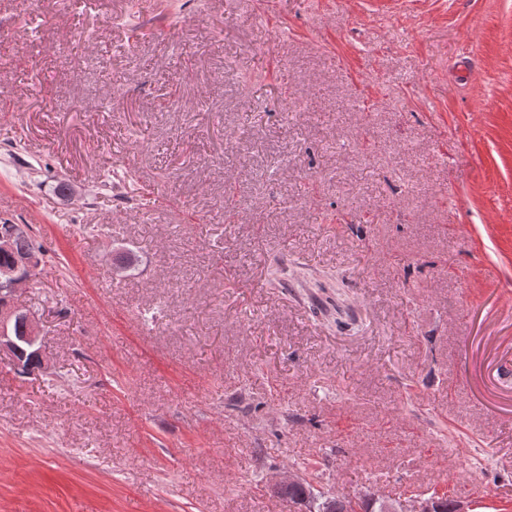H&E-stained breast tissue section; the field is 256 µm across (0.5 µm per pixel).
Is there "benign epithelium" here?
<instances>
[{
	"label": "benign epithelium",
	"instance_id": "7a95c632",
	"mask_svg": "<svg viewBox=\"0 0 512 512\" xmlns=\"http://www.w3.org/2000/svg\"><path fill=\"white\" fill-rule=\"evenodd\" d=\"M34 263L35 260L29 256L18 254L11 265L0 267V286L9 295L0 304V352L12 356L17 370L22 368V362L18 359L21 343L34 345L41 341V324L19 300L33 279L36 271ZM364 500L379 504L381 512H437V499L433 496L393 499L372 493Z\"/></svg>",
	"mask_w": 512,
	"mask_h": 512
}]
</instances>
